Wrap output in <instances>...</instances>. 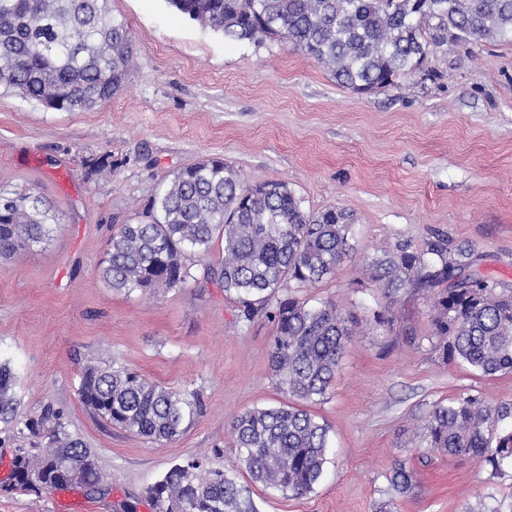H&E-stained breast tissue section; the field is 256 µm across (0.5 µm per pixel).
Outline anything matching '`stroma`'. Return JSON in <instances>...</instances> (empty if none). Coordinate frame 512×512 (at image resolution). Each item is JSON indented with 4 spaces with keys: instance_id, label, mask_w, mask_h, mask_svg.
Segmentation results:
<instances>
[{
    "instance_id": "stroma-1",
    "label": "stroma",
    "mask_w": 512,
    "mask_h": 512,
    "mask_svg": "<svg viewBox=\"0 0 512 512\" xmlns=\"http://www.w3.org/2000/svg\"><path fill=\"white\" fill-rule=\"evenodd\" d=\"M131 31L124 88L90 112H57L0 92V188L36 187L55 208L49 242L0 258V360L10 361L21 416L53 405L96 454L110 489L8 490L15 448L0 444V512H156L144 491L174 464L203 459L250 492L256 512H512V463L499 474L475 458L422 459V426L438 402L464 393L512 403V374L484 377L444 361L427 334L426 292L388 297L364 259L407 245L465 248L512 286V43L471 39L430 55L422 75L358 94L279 42H229L167 0H108ZM223 156L246 185L288 183L305 209L350 212L354 253L296 296L351 315L336 380L314 412L330 426L322 480L301 498L252 481L230 424L284 395L270 377L273 326L239 321L222 289L191 285L124 295L97 267L114 225L135 218L174 170ZM110 164L90 173L97 159ZM394 319L392 328L377 315ZM116 361L176 390L203 412L179 437L153 443L108 424L79 400L84 365ZM414 472L393 490L395 465Z\"/></svg>"
}]
</instances>
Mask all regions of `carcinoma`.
<instances>
[{"label": "carcinoma", "mask_w": 512, "mask_h": 512, "mask_svg": "<svg viewBox=\"0 0 512 512\" xmlns=\"http://www.w3.org/2000/svg\"><path fill=\"white\" fill-rule=\"evenodd\" d=\"M170 0L182 15L230 41L276 39L326 66L355 92L383 88L416 73L448 31L512 42V0ZM134 44L107 0H0V89L60 112H88L125 85ZM274 192L240 183L220 157H203L172 174L137 221L114 227L98 264V279L116 293L185 288L210 282L238 304L244 322L265 316L274 327L268 357L272 379L287 400L255 407L232 421V440L251 477L300 498L324 472L330 426L309 410L327 399L352 336L349 319L330 300L318 305L280 292L314 287L336 273L353 252L354 225L343 209H304L281 181ZM57 215L35 188H0V258L44 243ZM224 243V258L198 277L191 257ZM369 278L395 296L407 286L434 293L429 334L406 341L484 376L512 374V289L483 274L465 249L384 250L366 265ZM16 374L0 362V423L17 421ZM82 404L106 422L152 442L183 434L201 412L195 390H175L122 364L84 367ZM512 403L491 405L465 393L437 404L422 443L434 453L482 459L491 471L512 460V431L500 422ZM17 434L37 449L15 450L12 489L29 491L26 469L49 467L47 489H101L106 476L93 450L70 434L63 412L48 404L22 421ZM413 471L398 463L395 490L412 486ZM158 512H255L243 489L224 471L199 459L172 465L145 490Z\"/></svg>", "instance_id": "carcinoma-1"}]
</instances>
